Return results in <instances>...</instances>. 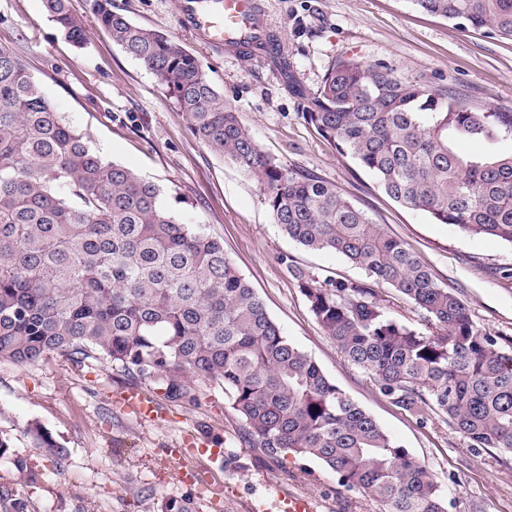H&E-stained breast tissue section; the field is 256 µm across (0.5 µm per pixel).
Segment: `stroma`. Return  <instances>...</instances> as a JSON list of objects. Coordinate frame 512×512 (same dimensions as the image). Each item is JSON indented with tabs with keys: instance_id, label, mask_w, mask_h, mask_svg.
Masks as SVG:
<instances>
[{
	"instance_id": "obj_1",
	"label": "stroma",
	"mask_w": 512,
	"mask_h": 512,
	"mask_svg": "<svg viewBox=\"0 0 512 512\" xmlns=\"http://www.w3.org/2000/svg\"><path fill=\"white\" fill-rule=\"evenodd\" d=\"M177 2L112 6L193 53L262 151L334 183L457 289L480 329L512 336V245L469 237L402 207L303 117L307 96L340 59L385 63L398 78L448 89L477 109L512 108L511 40L460 29L410 0H264V20L290 62L284 72L265 57L247 60L207 47L182 26ZM69 7L83 22V47L64 37L43 0H0V48L21 60L54 110L105 161L158 185L165 207L223 241L285 336L435 475L448 512H512V454L470 452L451 426L420 425L391 405L324 335L279 257L291 255L319 279L360 281L363 272L337 254L288 239L262 186L192 134L159 79L99 25L90 0H70ZM133 386L151 393L155 418L118 405L117 396ZM195 388V402H173L151 380H129L106 364L61 357L34 367L0 362V437L9 443L0 456V489L27 498L29 512H159L162 500L182 495L193 497L200 512H268L277 492L311 495L318 512H383L368 495L339 486L316 460L275 463L242 446L240 420L223 389L203 381ZM34 424L65 448L64 469L35 448Z\"/></svg>"
}]
</instances>
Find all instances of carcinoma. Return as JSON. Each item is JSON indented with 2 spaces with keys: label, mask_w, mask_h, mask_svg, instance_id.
<instances>
[{
  "label": "carcinoma",
  "mask_w": 512,
  "mask_h": 512,
  "mask_svg": "<svg viewBox=\"0 0 512 512\" xmlns=\"http://www.w3.org/2000/svg\"><path fill=\"white\" fill-rule=\"evenodd\" d=\"M43 2L64 36L83 45L68 0ZM91 2L192 133L263 186L284 235L364 271V281L320 282L280 256L345 360L420 425L444 422L476 453H512V337L478 328L458 292L335 185L263 152L193 54L113 11L112 0ZM409 2L512 40V0ZM304 117L395 202L512 245V148H503L512 144V110L474 109L400 80L384 63L340 60ZM463 141L483 150L464 154ZM379 285L410 302L421 326L389 316ZM54 356L149 378L170 400L194 401L192 378L216 383L244 444L267 459H315L385 512H447L434 475L288 340L224 243L164 207L158 186L103 161L0 49V361L36 366ZM33 441L64 464L65 449L48 433L34 428ZM160 512L198 510L182 496L162 501Z\"/></svg>",
  "instance_id": "carcinoma-1"
}]
</instances>
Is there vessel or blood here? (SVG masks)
<instances>
[{
  "label": "vessel or blood",
  "instance_id": "obj_1",
  "mask_svg": "<svg viewBox=\"0 0 512 512\" xmlns=\"http://www.w3.org/2000/svg\"><path fill=\"white\" fill-rule=\"evenodd\" d=\"M186 26L208 45L229 52L246 50L260 57L278 50L279 37L264 20L262 0H179ZM275 512H316L315 500L275 496Z\"/></svg>",
  "mask_w": 512,
  "mask_h": 512
}]
</instances>
